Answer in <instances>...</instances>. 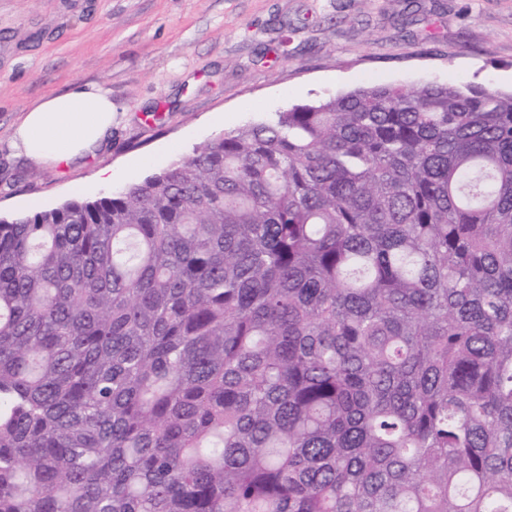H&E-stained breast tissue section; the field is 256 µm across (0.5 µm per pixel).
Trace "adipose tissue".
<instances>
[{
    "mask_svg": "<svg viewBox=\"0 0 512 512\" xmlns=\"http://www.w3.org/2000/svg\"><path fill=\"white\" fill-rule=\"evenodd\" d=\"M112 97L94 85H73L23 112L13 133L19 153L38 164L91 155L112 131Z\"/></svg>",
    "mask_w": 512,
    "mask_h": 512,
    "instance_id": "ef3b65f1",
    "label": "adipose tissue"
}]
</instances>
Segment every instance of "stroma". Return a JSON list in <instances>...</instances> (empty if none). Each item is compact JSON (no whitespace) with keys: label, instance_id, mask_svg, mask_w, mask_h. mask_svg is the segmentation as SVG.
<instances>
[{"label":"stroma","instance_id":"obj_1","mask_svg":"<svg viewBox=\"0 0 512 512\" xmlns=\"http://www.w3.org/2000/svg\"><path fill=\"white\" fill-rule=\"evenodd\" d=\"M76 83L112 96L106 146L18 155L22 112ZM425 83L511 91L512 0H0V215L118 192L297 103Z\"/></svg>","mask_w":512,"mask_h":512}]
</instances>
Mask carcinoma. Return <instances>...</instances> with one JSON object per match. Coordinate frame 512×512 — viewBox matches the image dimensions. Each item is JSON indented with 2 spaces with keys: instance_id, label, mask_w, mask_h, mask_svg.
<instances>
[{
  "instance_id": "1",
  "label": "carcinoma",
  "mask_w": 512,
  "mask_h": 512,
  "mask_svg": "<svg viewBox=\"0 0 512 512\" xmlns=\"http://www.w3.org/2000/svg\"><path fill=\"white\" fill-rule=\"evenodd\" d=\"M0 512H512V92L360 87L0 219Z\"/></svg>"
}]
</instances>
